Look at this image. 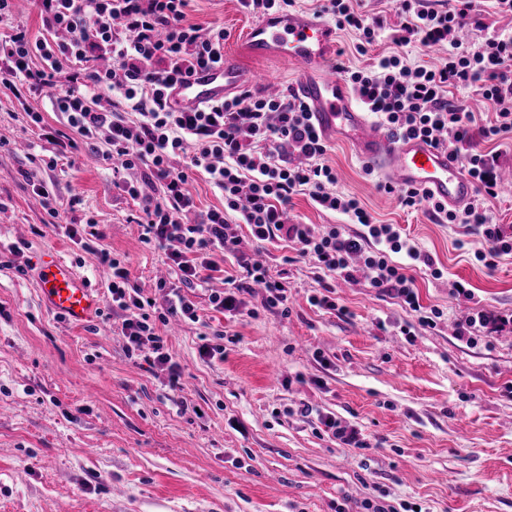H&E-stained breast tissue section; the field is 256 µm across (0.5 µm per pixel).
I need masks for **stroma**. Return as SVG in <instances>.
I'll use <instances>...</instances> for the list:
<instances>
[{
    "label": "stroma",
    "mask_w": 512,
    "mask_h": 512,
    "mask_svg": "<svg viewBox=\"0 0 512 512\" xmlns=\"http://www.w3.org/2000/svg\"><path fill=\"white\" fill-rule=\"evenodd\" d=\"M186 21L223 29L243 71L290 88L295 64L246 50L253 18L237 0H191ZM64 122L43 91L0 87V512H364L368 500L389 512H512V254L477 261L480 236L402 209L377 190L379 173L331 142L340 189L442 268L439 279L413 272L421 304L441 312L435 326L362 275L335 281V309L313 306L322 272L275 240L262 256L288 279L290 314L262 309L257 291L248 313L224 317L208 301L220 278L190 291L204 323L173 317L159 329L184 369L175 387L166 367L128 355L125 313L66 224L94 223L145 297L158 295L167 252L142 242L138 204L113 187L110 164L41 136ZM44 182L46 202L34 192ZM12 244L28 274L9 267ZM51 250L99 296V315L74 324L47 310L36 267ZM458 279L473 298L453 294ZM481 311L509 323L467 327ZM223 330L234 336L223 359L201 358L202 336ZM306 405L357 428L365 447L341 444L300 414Z\"/></svg>",
    "instance_id": "35a3bbf8"
}]
</instances>
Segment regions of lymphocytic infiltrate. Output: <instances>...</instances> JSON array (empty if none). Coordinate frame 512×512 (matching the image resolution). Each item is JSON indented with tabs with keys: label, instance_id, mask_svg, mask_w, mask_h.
Masks as SVG:
<instances>
[{
	"label": "lymphocytic infiltrate",
	"instance_id": "lymphocytic-infiltrate-1",
	"mask_svg": "<svg viewBox=\"0 0 512 512\" xmlns=\"http://www.w3.org/2000/svg\"><path fill=\"white\" fill-rule=\"evenodd\" d=\"M35 2L45 33L33 39L19 28L0 32V86L15 93L24 86L52 88L51 103L65 115L66 128L48 134V141L59 142L70 130L102 161L141 169V183L118 179L114 185L138 201L143 243L170 249L168 267L176 280L158 281L164 293L158 302L141 297L124 261L96 247L86 229L74 224L68 230L73 243L110 272L112 305L127 313L122 334L128 354L167 366L172 379H180L182 369L158 327L172 317L200 322L188 291L223 273L228 257L241 279L210 294L214 310L239 313L244 294L258 284L265 290L263 308L288 315L286 283L240 252L242 224L257 243L293 242L300 256L337 278L352 279L351 263L359 261L370 287L401 299L419 322L434 325L439 312L424 311L411 270L422 265L436 278L441 270L394 225L374 223L356 196L338 189L326 161L327 140L294 94L246 89L191 112L173 108L176 82L224 57L223 29L186 23L190 0ZM475 11V0H399L397 21L388 26L360 13L354 0H322L318 7L339 29L355 33L358 52L384 38L392 44L376 65L340 70L364 108L393 139L419 138L461 155L476 185L472 202L460 212L418 189L384 183L381 191L396 195L402 208L466 225L487 241L493 259L512 253V237L503 235L488 208L498 196V172L494 157L479 145L512 134V32H489L481 21L483 42L459 40L456 31ZM434 47L447 50L434 65L410 61L411 49ZM474 87L492 108V121L482 122L462 104L461 94ZM105 92L111 97L106 110L98 104ZM198 173L224 197L223 208L203 216L189 190ZM299 194L317 209L341 215L342 223L319 231L292 219L288 210Z\"/></svg>",
	"mask_w": 512,
	"mask_h": 512
}]
</instances>
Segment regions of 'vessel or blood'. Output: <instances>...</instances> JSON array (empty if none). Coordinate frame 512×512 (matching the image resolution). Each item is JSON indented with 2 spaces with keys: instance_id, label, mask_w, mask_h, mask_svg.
Listing matches in <instances>:
<instances>
[{
  "instance_id": "vessel-or-blood-1",
  "label": "vessel or blood",
  "mask_w": 512,
  "mask_h": 512,
  "mask_svg": "<svg viewBox=\"0 0 512 512\" xmlns=\"http://www.w3.org/2000/svg\"><path fill=\"white\" fill-rule=\"evenodd\" d=\"M245 44L253 55L280 57L297 65L292 91L325 137L342 139L389 182L425 191L451 209H463L471 202L474 183L457 155L419 138L393 140L359 104L336 67L335 26L313 17L273 12L248 28ZM259 81V75L244 74L228 53L223 63L197 68L178 82L172 102L189 112ZM38 282L45 304L70 321L87 320L100 305L90 285L59 253L44 255Z\"/></svg>"
}]
</instances>
